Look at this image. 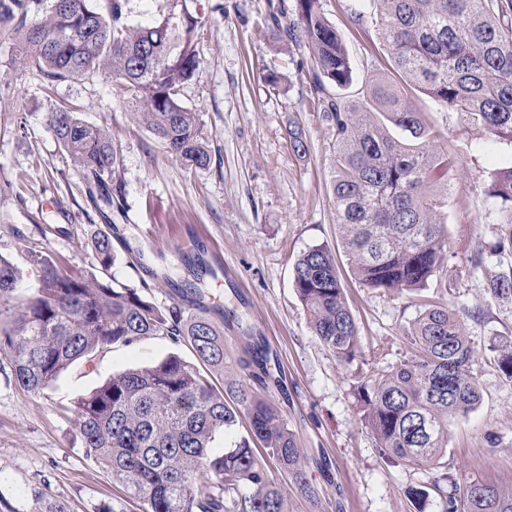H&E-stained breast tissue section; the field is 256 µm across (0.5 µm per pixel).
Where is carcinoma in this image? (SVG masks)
Listing matches in <instances>:
<instances>
[{"instance_id":"carcinoma-1","label":"carcinoma","mask_w":512,"mask_h":512,"mask_svg":"<svg viewBox=\"0 0 512 512\" xmlns=\"http://www.w3.org/2000/svg\"><path fill=\"white\" fill-rule=\"evenodd\" d=\"M136 0H0V30L24 32L27 59L49 82L103 71L142 101L141 124L189 168H204L210 153L196 113L180 92L198 74L196 40L207 14L186 0H154L153 21L132 26ZM373 20L395 68L441 109L455 112L491 138L512 141V0H370ZM295 18L272 26L306 48L314 63V86L349 88L354 66L342 35L319 12L318 0H296ZM373 98L389 122L408 132L395 139L365 103L345 106L330 99L323 115L336 136V202L341 244L353 275L365 288L424 290L434 279L447 288L448 234L441 213L458 162L438 149V132L420 118L401 91L381 82ZM49 128L84 176L99 185L112 176L116 155L104 128L58 108ZM500 236V265L487 291L512 298V167L492 173ZM94 248L103 272L115 263L105 234ZM41 267L34 288L19 294L22 275L0 255V353L16 383L40 394L74 362L114 344L166 335L187 342L196 361L171 354L161 361L112 374L81 398L73 424L86 454L123 485L144 512H288L272 470H280L306 496L318 491L300 464V448L276 405L248 386L268 375V351L257 340L233 359L215 323L224 316L221 298L204 306L203 277L212 275L196 254L193 279L174 288L166 308L140 289L110 285L94 274H63ZM293 284L315 336L343 361L359 352L358 328L347 305L336 257L325 245L295 262ZM200 314L186 315L185 305ZM411 355L390 370H377L354 389L365 426L383 455L417 470H431L448 442V419L479 404L471 373L475 356L464 319L430 302L408 332ZM497 366L512 379V340L495 348ZM224 369L218 389L211 368ZM247 425H241V419ZM228 439L213 452L217 436ZM261 444L265 457L254 452ZM447 477L411 486L407 497L424 512L432 495L457 512V486ZM464 512H512V492L480 481L467 485Z\"/></svg>"}]
</instances>
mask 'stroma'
<instances>
[{"mask_svg": "<svg viewBox=\"0 0 512 512\" xmlns=\"http://www.w3.org/2000/svg\"><path fill=\"white\" fill-rule=\"evenodd\" d=\"M200 31L199 73L182 102L199 117L209 166L185 168L139 123L140 103L104 73L48 83L24 58L14 31L0 32V255L34 286L41 269L31 252L60 272L94 273L92 241L109 234L117 259L111 278L137 285L158 306L172 302V285L189 276L187 259L202 254L216 271L204 291L222 289L237 319L224 326V344L242 354L251 337L270 349L272 376L257 386L275 402L301 450L300 463L319 495L286 484L290 512H411L405 491L426 472L387 462L365 428L355 385L407 355L406 334L421 313V297L362 287L341 251L331 191L335 135L314 90V64L294 42L266 26L270 14L292 19L295 0H220ZM343 35L355 71L344 92L356 103L397 74L369 14L370 0H319ZM282 75L270 86L269 73ZM416 111L441 134L438 146L460 161L442 220L454 285L441 298L465 317L476 354L472 374L482 398L448 422L443 470L458 487L471 481L512 489V380L494 363V350L512 338V302L485 288L498 270L492 253L500 226L488 195L491 172L512 162V142L489 139L428 96L410 90ZM65 106L105 128L117 157L112 204L98 210L83 173L48 126ZM301 130L306 153L289 132ZM336 255L360 352L342 362L313 335L294 286V264L308 249ZM481 264H472L474 254ZM193 360L188 343L152 336L116 344L92 361L68 368L41 395L16 385L0 354V512H142L123 487L87 457L73 426L81 397L127 368L169 354Z\"/></svg>", "mask_w": 512, "mask_h": 512, "instance_id": "obj_1", "label": "stroma"}]
</instances>
